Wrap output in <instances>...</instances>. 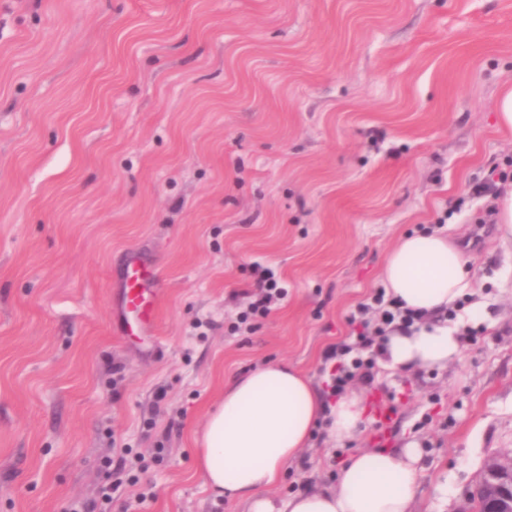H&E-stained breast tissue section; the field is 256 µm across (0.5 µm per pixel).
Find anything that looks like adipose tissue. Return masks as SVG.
I'll return each mask as SVG.
<instances>
[{
  "mask_svg": "<svg viewBox=\"0 0 512 512\" xmlns=\"http://www.w3.org/2000/svg\"><path fill=\"white\" fill-rule=\"evenodd\" d=\"M389 294L422 322L392 332L381 363L392 370L443 366L461 351L459 330L439 313L470 297L469 318L484 303L469 276L464 252L445 232L402 236L382 272ZM337 440L360 437L361 399L343 394L325 401L309 378L282 362H268L224 387V398L195 438L196 464L207 490L244 504L245 512H412L424 476L418 448L399 453L355 450L335 488L308 487L279 502L266 490L306 447L319 420Z\"/></svg>",
  "mask_w": 512,
  "mask_h": 512,
  "instance_id": "ef3b65f1",
  "label": "adipose tissue"
}]
</instances>
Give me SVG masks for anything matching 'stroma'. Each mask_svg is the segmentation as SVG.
<instances>
[{"label": "stroma", "mask_w": 512, "mask_h": 512, "mask_svg": "<svg viewBox=\"0 0 512 512\" xmlns=\"http://www.w3.org/2000/svg\"><path fill=\"white\" fill-rule=\"evenodd\" d=\"M510 85L512 0H0V512H243L192 446L225 382L278 361L326 390L390 248L445 217L485 301L448 322L474 340L351 382L361 438L317 426L271 493L412 444L413 512H465L512 449V242L483 221ZM134 260L162 277L147 329ZM266 268L286 295L247 316ZM117 447L138 481L109 503Z\"/></svg>", "instance_id": "1"}]
</instances>
